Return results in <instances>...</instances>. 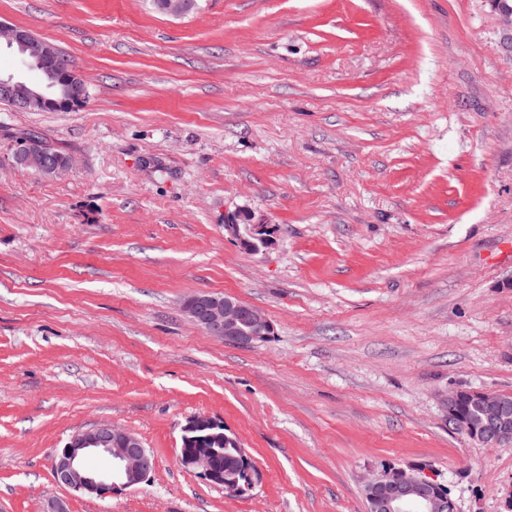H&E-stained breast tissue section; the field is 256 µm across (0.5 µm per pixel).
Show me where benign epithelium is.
Listing matches in <instances>:
<instances>
[{
	"instance_id": "benign-epithelium-1",
	"label": "benign epithelium",
	"mask_w": 512,
	"mask_h": 512,
	"mask_svg": "<svg viewBox=\"0 0 512 512\" xmlns=\"http://www.w3.org/2000/svg\"><path fill=\"white\" fill-rule=\"evenodd\" d=\"M162 11L180 17L191 11V0H162ZM503 50L512 54V15L497 13ZM17 48L28 62L47 71L54 84L61 86L58 96L48 97L27 88L22 82L0 77V102L20 110L56 111L81 103L87 96L85 85L76 79L71 67L60 59L59 49L29 30L0 22V42ZM16 163L41 174H56L69 167L51 156L37 140L23 142L15 154ZM183 312L207 335L226 343L250 346L269 336L273 326L258 308L232 295L198 293L182 304ZM512 395L484 393V423L467 431L470 439L495 448L512 443V428L505 424V414ZM220 422L209 417H196L182 427L180 462L197 471L205 480L224 490V496L235 498L241 487L224 480V469L216 466L218 454L213 448L197 446L188 433ZM105 452L112 457V471L96 473L83 465L91 452ZM156 461L151 451L134 433L112 423H99L87 430L74 432L57 453L52 466L53 478L62 488L88 496L117 495L150 479ZM441 483L433 475L421 471H405L393 476L387 470L369 476L363 487L368 512H457L451 496L442 494Z\"/></svg>"
}]
</instances>
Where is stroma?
I'll return each mask as SVG.
<instances>
[{
	"label": "stroma",
	"instance_id": "obj_1",
	"mask_svg": "<svg viewBox=\"0 0 512 512\" xmlns=\"http://www.w3.org/2000/svg\"><path fill=\"white\" fill-rule=\"evenodd\" d=\"M88 98L0 103V512H366L415 467L458 512H506L512 445L448 425L442 394H512V55L487 0H0ZM68 156L18 165L30 136ZM273 228L248 252L228 220ZM231 294L273 331L205 334ZM222 421L259 469L229 499L179 461ZM101 422L148 482L99 498L53 457ZM15 160L17 164L45 175L56 174L61 167L65 169L71 163L70 158L65 157L62 166H60L58 161L37 140L24 141L15 154ZM182 309L207 335L225 343L250 346L269 336L273 329L271 321L260 309L232 295L198 293L188 297Z\"/></svg>",
	"mask_w": 512,
	"mask_h": 512
}]
</instances>
